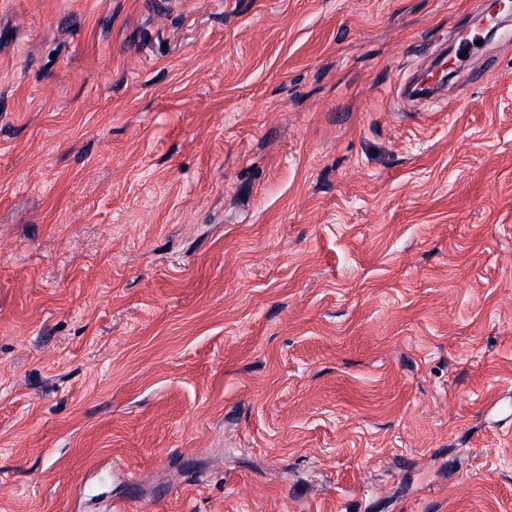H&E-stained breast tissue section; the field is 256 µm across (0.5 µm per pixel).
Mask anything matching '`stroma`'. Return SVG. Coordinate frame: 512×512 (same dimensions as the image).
<instances>
[{"label": "stroma", "mask_w": 512, "mask_h": 512, "mask_svg": "<svg viewBox=\"0 0 512 512\" xmlns=\"http://www.w3.org/2000/svg\"><path fill=\"white\" fill-rule=\"evenodd\" d=\"M487 2L0 0V512H512Z\"/></svg>", "instance_id": "stroma-1"}]
</instances>
